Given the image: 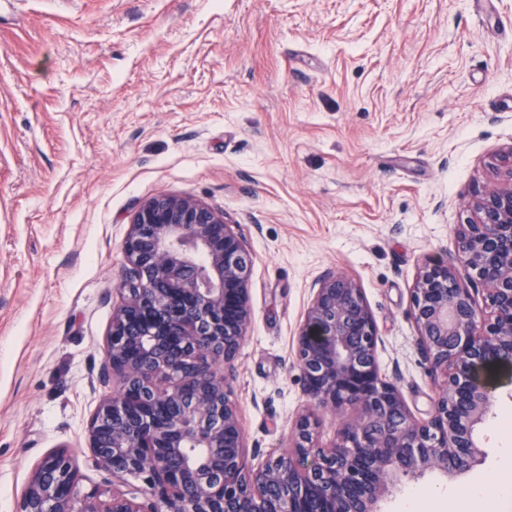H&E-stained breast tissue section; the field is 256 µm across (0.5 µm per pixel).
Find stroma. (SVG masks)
Segmentation results:
<instances>
[{
	"instance_id": "obj_1",
	"label": "stroma",
	"mask_w": 512,
	"mask_h": 512,
	"mask_svg": "<svg viewBox=\"0 0 512 512\" xmlns=\"http://www.w3.org/2000/svg\"><path fill=\"white\" fill-rule=\"evenodd\" d=\"M511 149L512 0H0V512L60 446L83 490L116 487L87 425L112 391L130 219L161 194L206 203L251 251L228 384L249 467L287 448L309 403L292 348L329 271L361 285L380 372L427 418L411 288L426 257L455 256ZM488 381L484 464L400 477L380 512H448L423 492L472 480L487 487L476 512H502L512 370Z\"/></svg>"
}]
</instances>
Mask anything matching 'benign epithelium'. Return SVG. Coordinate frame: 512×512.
I'll return each mask as SVG.
<instances>
[{
	"label": "benign epithelium",
	"instance_id": "7a95c632",
	"mask_svg": "<svg viewBox=\"0 0 512 512\" xmlns=\"http://www.w3.org/2000/svg\"><path fill=\"white\" fill-rule=\"evenodd\" d=\"M123 257V300L101 369L120 389L99 403L86 441L112 481L142 480L143 497L82 491L76 459L61 447L34 466L18 512H377L401 476L481 464L475 431L491 401L483 374L512 363V181L477 200L457 260L429 258L418 270L411 314L439 378L429 418H415L381 377L362 288L327 272L311 285L295 340L311 409L295 419L286 451L257 469L244 466L226 391L251 323L245 239L205 203L160 195L133 213ZM457 262L473 287L459 285ZM349 410L337 441L319 445L320 415Z\"/></svg>",
	"mask_w": 512,
	"mask_h": 512
}]
</instances>
